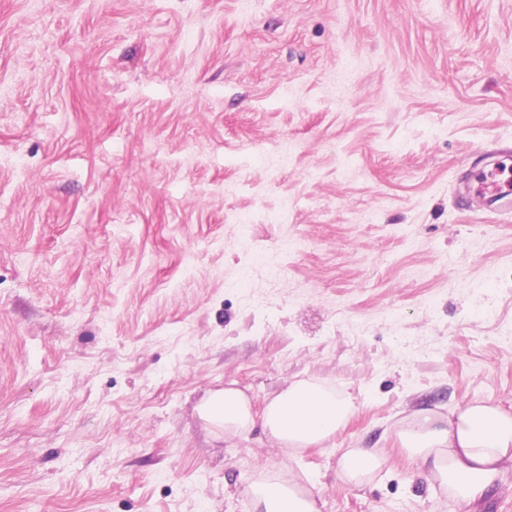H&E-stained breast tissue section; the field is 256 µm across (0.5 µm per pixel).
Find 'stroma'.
<instances>
[{
	"label": "stroma",
	"instance_id": "1",
	"mask_svg": "<svg viewBox=\"0 0 512 512\" xmlns=\"http://www.w3.org/2000/svg\"><path fill=\"white\" fill-rule=\"evenodd\" d=\"M508 151L512 0H0V512H512L394 433L512 405ZM300 379L354 406L300 452L198 413ZM383 466V458L374 448H351L339 459L336 475L343 481L360 483ZM252 512H320L310 491H300L295 484L264 478L251 486Z\"/></svg>",
	"mask_w": 512,
	"mask_h": 512
}]
</instances>
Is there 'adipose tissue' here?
I'll list each match as a JSON object with an SVG mask.
<instances>
[{
  "mask_svg": "<svg viewBox=\"0 0 512 512\" xmlns=\"http://www.w3.org/2000/svg\"><path fill=\"white\" fill-rule=\"evenodd\" d=\"M352 411L349 400L308 380L288 385L258 414L232 387L212 393L199 409L203 420L227 434L242 436L258 428L278 446L293 449L327 441ZM397 436L429 485L456 502L478 503L512 474V407L475 401L444 416L419 414ZM382 466L375 449L352 448L340 457L336 475L357 484ZM250 496L252 512H320L315 495L292 483L265 478L251 486Z\"/></svg>",
  "mask_w": 512,
  "mask_h": 512,
  "instance_id": "obj_1",
  "label": "adipose tissue"
}]
</instances>
